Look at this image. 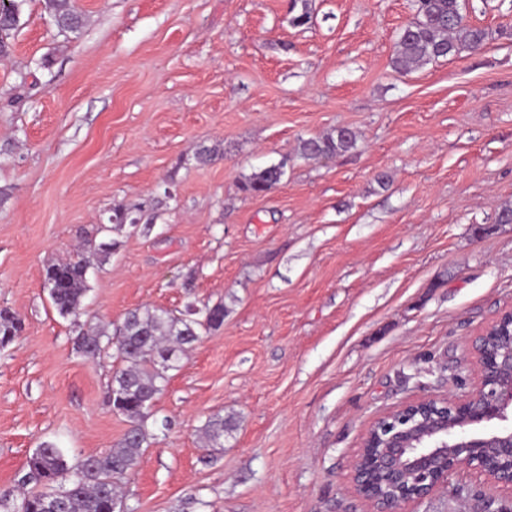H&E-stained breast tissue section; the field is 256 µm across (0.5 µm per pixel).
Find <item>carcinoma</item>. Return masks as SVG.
Masks as SVG:
<instances>
[{"label": "carcinoma", "instance_id": "cac0c4a2", "mask_svg": "<svg viewBox=\"0 0 512 512\" xmlns=\"http://www.w3.org/2000/svg\"><path fill=\"white\" fill-rule=\"evenodd\" d=\"M25 0H0V57L9 58L10 32L20 26ZM53 25L61 32L78 35L86 25L74 0H44ZM416 18L402 29L395 43L392 68L410 72L440 58L479 50L486 31L469 24L461 0H415ZM357 136L338 129L320 137L303 139L299 155L304 159L332 158L355 148ZM284 166L270 164L246 178L243 189L266 193L279 184ZM84 257L50 264L45 288L51 304L62 318L77 317L88 292ZM224 323V304H205L198 311L180 315L162 308H136L122 322L109 328L79 329L74 344L86 357L97 359L117 348L126 366L112 377L110 399L115 411L129 422V429L112 450L90 455L71 464L65 452L51 442L41 443L27 461L24 482L40 490L16 500L0 493V512H117L122 504L117 480L137 466L143 448L149 445L146 411L162 392L167 372L178 367L186 348ZM24 329V321L7 308L0 309V348L6 347ZM232 425L222 417L208 420L204 435L208 446L224 442Z\"/></svg>", "mask_w": 512, "mask_h": 512}]
</instances>
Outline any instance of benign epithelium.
Segmentation results:
<instances>
[{"label": "benign epithelium", "mask_w": 512, "mask_h": 512, "mask_svg": "<svg viewBox=\"0 0 512 512\" xmlns=\"http://www.w3.org/2000/svg\"><path fill=\"white\" fill-rule=\"evenodd\" d=\"M468 357L471 391L399 403L367 426L347 479L368 512H413L461 469L512 491V309L474 334Z\"/></svg>", "instance_id": "benign-epithelium-1"}]
</instances>
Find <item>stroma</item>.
<instances>
[{
	"label": "stroma",
	"mask_w": 512,
	"mask_h": 512,
	"mask_svg": "<svg viewBox=\"0 0 512 512\" xmlns=\"http://www.w3.org/2000/svg\"><path fill=\"white\" fill-rule=\"evenodd\" d=\"M307 2L298 25L292 0H77L73 35L26 0L0 62V309L25 325L0 349V492L42 442L73 462L123 438L124 362L73 338L135 308L220 302L224 323L169 371L129 512H366L346 474L368 423L473 386L468 340L512 308V0H468L483 47L407 74L391 57L413 0ZM338 128L350 152L299 156ZM282 160L276 188L243 191ZM81 251L73 321L44 274ZM215 415L233 425L217 449ZM492 493L461 472L414 512Z\"/></svg>",
	"instance_id": "35a3bbf8"
}]
</instances>
